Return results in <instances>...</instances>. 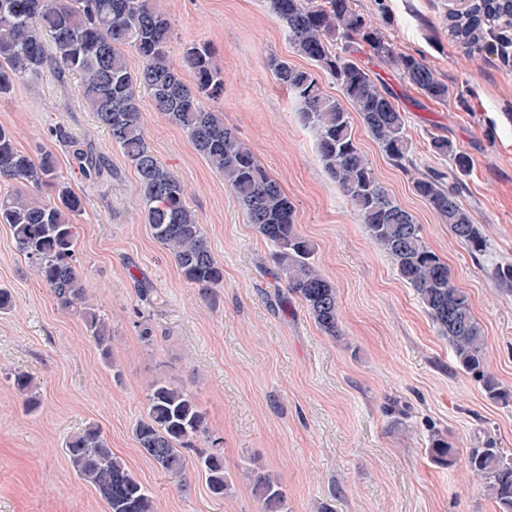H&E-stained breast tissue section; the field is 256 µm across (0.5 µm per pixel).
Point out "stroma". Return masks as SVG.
Returning <instances> with one entry per match:
<instances>
[{
	"label": "stroma",
	"mask_w": 512,
	"mask_h": 512,
	"mask_svg": "<svg viewBox=\"0 0 512 512\" xmlns=\"http://www.w3.org/2000/svg\"><path fill=\"white\" fill-rule=\"evenodd\" d=\"M172 27L169 56L205 42L224 74L220 108L226 126L255 152L293 203L312 261L338 297L341 339L322 333L297 298L273 275L275 247L257 233L222 174L186 133L140 96L147 138L179 177L187 205L203 225L224 269L214 299L201 297L153 238L140 209L138 177L108 131L82 103L80 78L45 69L0 96V125L28 153L51 151L63 181L83 199L78 259L97 313L112 327V356L103 360L82 319L59 308L0 224V289L12 295L0 311V512H108L77 479L65 442L98 425L113 453L154 497L155 512H261L245 467L282 483L288 512H496L467 468L469 449L493 441L512 454V405L490 400L455 365L447 340L398 276L391 257L368 237L351 203L325 171L313 129L269 66L276 57L304 68L265 0H155ZM367 24L406 54L421 57L450 89L447 102L419 93L389 66L355 45L368 68L404 112L413 163L394 167L354 121L357 141L397 200L422 224L429 246L465 290L485 335L487 368L512 389V288L491 276L512 263V62L466 53L448 37L443 0H356ZM63 123L89 143L111 175L86 183L69 147L51 136ZM445 136L468 153L460 200L488 242L475 257L413 192L417 178L450 169L432 151ZM148 280L152 303L135 279ZM151 319L159 333L140 342L133 322ZM26 371L40 406L27 412L6 378ZM184 386L206 412L224 448L230 494L210 497L192 469L186 484L164 473L134 442L151 385ZM400 411L388 413L389 404ZM445 430L456 463L444 469L427 455L430 427Z\"/></svg>",
	"instance_id": "obj_1"
}]
</instances>
